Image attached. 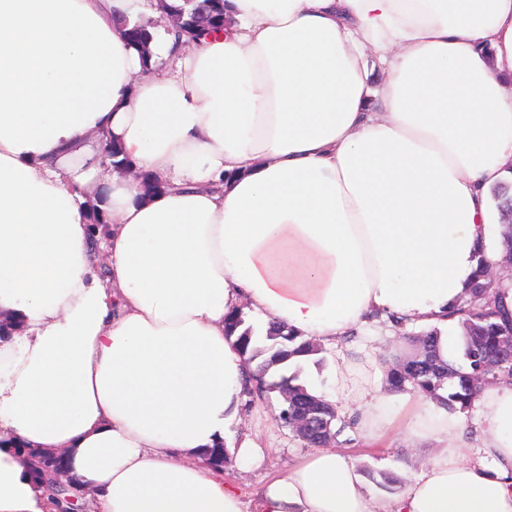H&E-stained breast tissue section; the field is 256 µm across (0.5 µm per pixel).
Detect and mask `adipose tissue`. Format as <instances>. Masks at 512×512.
I'll return each instance as SVG.
<instances>
[{
  "label": "adipose tissue",
  "instance_id": "ef3b65f1",
  "mask_svg": "<svg viewBox=\"0 0 512 512\" xmlns=\"http://www.w3.org/2000/svg\"><path fill=\"white\" fill-rule=\"evenodd\" d=\"M141 8L0 0V315L25 330L0 368V512L51 506L19 441L65 451L100 512H512V382L482 388L471 428L345 346L376 313L441 323L480 274L486 191L512 175V0H224L223 32L172 73L166 43L142 61L114 24ZM101 131L169 190L99 194ZM99 195L119 217L106 286L82 209ZM240 307L339 347L330 385L310 357L301 383L353 401L366 447L432 459L376 501L317 448L245 499L203 463L265 457L238 429Z\"/></svg>",
  "mask_w": 512,
  "mask_h": 512
}]
</instances>
